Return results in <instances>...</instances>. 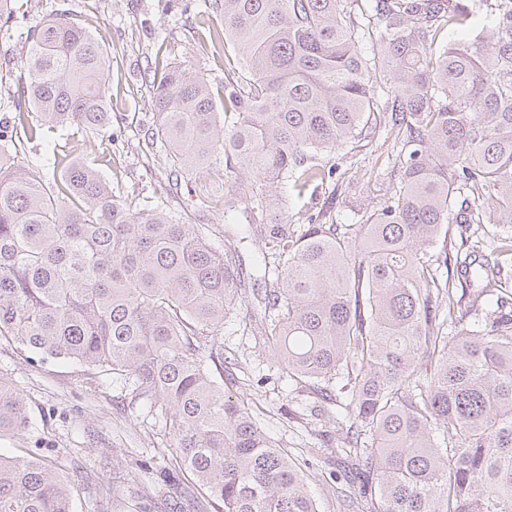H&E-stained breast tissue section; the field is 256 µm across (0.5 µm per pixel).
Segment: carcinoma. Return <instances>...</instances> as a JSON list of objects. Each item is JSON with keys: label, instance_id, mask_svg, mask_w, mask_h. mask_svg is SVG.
<instances>
[{"label": "carcinoma", "instance_id": "obj_1", "mask_svg": "<svg viewBox=\"0 0 512 512\" xmlns=\"http://www.w3.org/2000/svg\"><path fill=\"white\" fill-rule=\"evenodd\" d=\"M492 21L473 41L481 6ZM210 35L237 65L224 82L156 57L161 146L175 173L224 175V238L258 250L261 312L212 227L127 203L90 165L55 156L48 178L15 137L112 124V56L63 10L24 38L27 100L0 123V339L41 359L124 379L169 435L167 451L218 512H318L316 475L276 446L241 381L224 378V321L238 319L280 376L313 395L321 442L358 494L345 512H512V0H206ZM14 0H0L10 35ZM378 27L368 57L363 41ZM37 120H28L27 112ZM393 137L390 179L351 223L341 210L288 223L280 192L318 190L324 157ZM482 315L454 314L455 290ZM27 424L0 377V432ZM0 512H73L45 463L0 456Z\"/></svg>", "mask_w": 512, "mask_h": 512}]
</instances>
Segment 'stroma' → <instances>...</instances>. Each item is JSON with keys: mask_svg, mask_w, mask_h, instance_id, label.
<instances>
[{"mask_svg": "<svg viewBox=\"0 0 512 512\" xmlns=\"http://www.w3.org/2000/svg\"><path fill=\"white\" fill-rule=\"evenodd\" d=\"M201 2L192 0L188 10L170 13L163 0H16L17 29L51 16L63 3L112 50L111 162H103L89 147L75 151L83 135L73 129L25 144L24 160L49 176L54 156L71 152L132 202H161L167 213L191 224L223 223V177L173 174L163 154L149 151L143 140L155 120L151 82L158 48H165L169 60L200 71L212 82L224 79L223 53L206 47L209 31L222 29V18L204 11ZM391 151V140L382 137L367 149L365 167H350L334 154L329 160L339 163L362 195L368 185L389 178ZM222 339L225 357L238 361L234 374L246 383L260 425L292 457L311 460L322 476L311 486L319 512H336L328 486L342 479L343 471L334 462L309 456L316 430L309 394L293 391L279 379L268 352L242 336L234 319L225 320ZM0 373L18 387L29 415L25 428L0 432V453L56 467L72 492L74 512H177V503L186 499L201 502L203 512H215L199 486L165 453L163 429L133 403L129 388L114 374L42 360L4 340Z\"/></svg>", "mask_w": 512, "mask_h": 512, "instance_id": "obj_1", "label": "stroma"}]
</instances>
